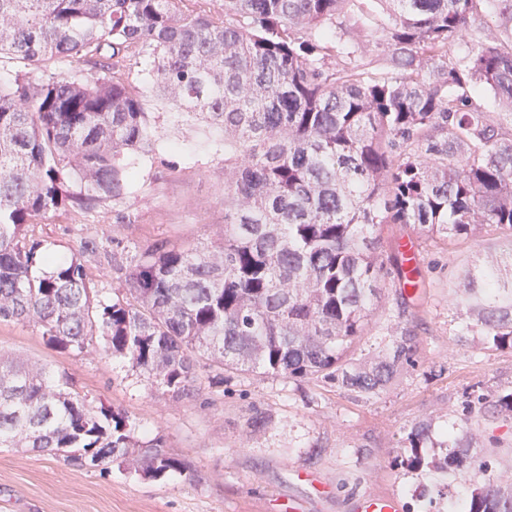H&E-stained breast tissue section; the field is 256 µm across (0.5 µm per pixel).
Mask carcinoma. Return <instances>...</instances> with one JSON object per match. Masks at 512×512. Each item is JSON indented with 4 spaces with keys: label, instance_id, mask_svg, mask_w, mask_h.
I'll list each match as a JSON object with an SVG mask.
<instances>
[{
    "label": "carcinoma",
    "instance_id": "carcinoma-1",
    "mask_svg": "<svg viewBox=\"0 0 512 512\" xmlns=\"http://www.w3.org/2000/svg\"><path fill=\"white\" fill-rule=\"evenodd\" d=\"M0 0V65L39 69L90 60L103 75L62 67L0 82V320L33 323L77 355L101 351L188 396L198 369L335 382L383 393L415 351L399 335L361 363L380 283L418 287L403 253L383 257L389 224L433 241L487 225L512 236V132L473 106L480 83L512 108V46L474 44L464 64L448 48L480 0ZM512 27V0H492ZM381 29L370 56L367 38ZM145 60L133 86L126 62ZM157 86L188 117L224 133V239L155 241L127 261L112 257L115 296L98 299L85 265L62 259L28 226L50 212L123 198L131 158L156 152L144 110ZM79 186L74 190L73 186ZM460 303L479 306L467 331L487 350H512V250L472 277ZM487 409L512 417V389ZM126 413L95 408L71 377L0 358V447L65 453L86 448L107 462L137 456L142 472H192L163 439L142 441ZM410 472L482 476L455 496L422 487L426 512H512V480L474 447L470 429L435 434L414 423ZM446 448L442 459L428 449Z\"/></svg>",
    "mask_w": 512,
    "mask_h": 512
}]
</instances>
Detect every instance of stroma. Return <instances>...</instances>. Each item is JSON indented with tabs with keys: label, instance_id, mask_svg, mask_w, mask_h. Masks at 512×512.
<instances>
[{
	"label": "stroma",
	"instance_id": "35a3bbf8",
	"mask_svg": "<svg viewBox=\"0 0 512 512\" xmlns=\"http://www.w3.org/2000/svg\"><path fill=\"white\" fill-rule=\"evenodd\" d=\"M512 42L499 27L491 0L448 51L464 61L477 42ZM165 150L139 160L126 196L90 211L51 213L30 225L57 255H81L101 300L112 298V255L133 256L157 240L217 241L224 236V153L218 131L183 118L163 95L146 97ZM383 251L411 243L424 286L406 313L386 292L358 359L408 325L417 335L411 364L380 396L358 397L330 382H301L259 372L198 371L190 399L176 401L122 359L75 355L47 343L39 328L0 320V355L67 373L91 405L128 413L139 438L163 437L192 475L151 478L128 459L99 467L76 466L26 448H0V512H354L364 493L390 491L409 505L410 492L434 475L395 466L410 426L461 424L471 403L491 404L512 388V350H483L475 336L458 341L471 317L456 299L470 272L498 259L512 239L480 226L444 246L412 227H385ZM264 415V426L250 420ZM482 447L493 450L501 475L512 477V418L488 413L472 425Z\"/></svg>",
	"mask_w": 512,
	"mask_h": 512
}]
</instances>
